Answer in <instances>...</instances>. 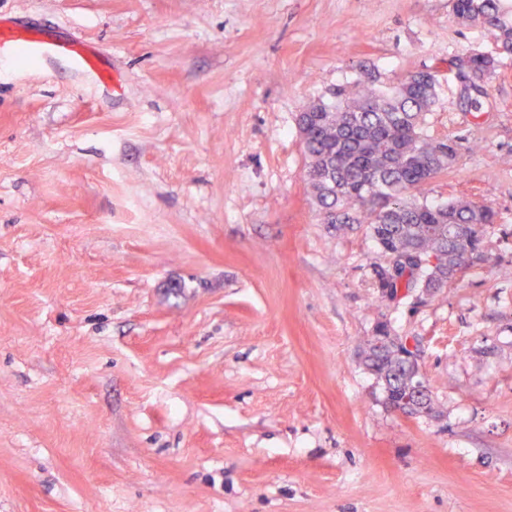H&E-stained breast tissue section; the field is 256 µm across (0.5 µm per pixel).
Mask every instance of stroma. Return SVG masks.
<instances>
[{
    "mask_svg": "<svg viewBox=\"0 0 512 512\" xmlns=\"http://www.w3.org/2000/svg\"><path fill=\"white\" fill-rule=\"evenodd\" d=\"M121 85L0 66V512H512V53L453 0H0ZM492 53L486 95L448 62ZM430 69L457 159L424 199L491 206L484 259L382 298L367 225L325 223L296 117ZM438 415L385 401L379 321Z\"/></svg>",
    "mask_w": 512,
    "mask_h": 512,
    "instance_id": "obj_1",
    "label": "stroma"
}]
</instances>
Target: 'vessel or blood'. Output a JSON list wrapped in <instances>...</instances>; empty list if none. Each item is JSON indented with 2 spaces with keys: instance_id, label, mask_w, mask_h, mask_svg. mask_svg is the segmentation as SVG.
<instances>
[{
  "instance_id": "1",
  "label": "vessel or blood",
  "mask_w": 512,
  "mask_h": 512,
  "mask_svg": "<svg viewBox=\"0 0 512 512\" xmlns=\"http://www.w3.org/2000/svg\"><path fill=\"white\" fill-rule=\"evenodd\" d=\"M21 52L41 64L65 63L74 76L97 88H109L117 83L96 46L77 37L61 36L51 27L27 26L0 16V61Z\"/></svg>"
}]
</instances>
